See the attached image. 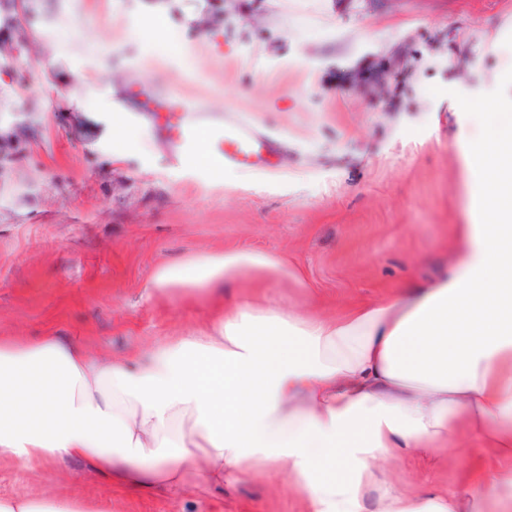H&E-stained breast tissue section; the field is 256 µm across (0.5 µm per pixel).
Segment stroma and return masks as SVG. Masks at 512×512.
I'll use <instances>...</instances> for the list:
<instances>
[{
    "instance_id": "1",
    "label": "stroma",
    "mask_w": 512,
    "mask_h": 512,
    "mask_svg": "<svg viewBox=\"0 0 512 512\" xmlns=\"http://www.w3.org/2000/svg\"><path fill=\"white\" fill-rule=\"evenodd\" d=\"M133 82L247 119L276 140L273 170L173 164L122 99ZM491 97L512 115V0H0V335L149 352L214 319L154 295V271L224 250L297 272L245 275L273 306L403 295L456 260L466 105ZM446 454H394L378 483L453 492L487 464ZM59 487L108 512H307L278 473L139 495L80 461L0 469L1 496Z\"/></svg>"
}]
</instances>
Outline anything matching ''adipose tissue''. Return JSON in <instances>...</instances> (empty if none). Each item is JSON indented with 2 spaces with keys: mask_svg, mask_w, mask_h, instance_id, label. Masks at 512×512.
Listing matches in <instances>:
<instances>
[{
  "mask_svg": "<svg viewBox=\"0 0 512 512\" xmlns=\"http://www.w3.org/2000/svg\"><path fill=\"white\" fill-rule=\"evenodd\" d=\"M465 156L479 172L477 223L443 278L334 318L241 299L210 333L171 336L149 355L94 358L47 333L0 336V468L83 460L111 487L144 494L284 470L309 512H365L377 463L451 447L512 453V131L484 100ZM283 260L227 250L158 269L156 292L227 295L243 272ZM512 512V465L460 492L384 487L374 512ZM0 512H106L50 493L0 498Z\"/></svg>",
  "mask_w": 512,
  "mask_h": 512,
  "instance_id": "adipose-tissue-1",
  "label": "adipose tissue"
}]
</instances>
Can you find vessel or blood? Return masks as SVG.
<instances>
[{"mask_svg":"<svg viewBox=\"0 0 512 512\" xmlns=\"http://www.w3.org/2000/svg\"><path fill=\"white\" fill-rule=\"evenodd\" d=\"M126 98L138 101L142 112L158 122L171 161L189 164L199 144H206L210 157L224 167L267 172L273 168L276 142L249 121L211 112L204 105L152 86L133 83Z\"/></svg>","mask_w":512,"mask_h":512,"instance_id":"vessel-or-blood-1","label":"vessel or blood"}]
</instances>
